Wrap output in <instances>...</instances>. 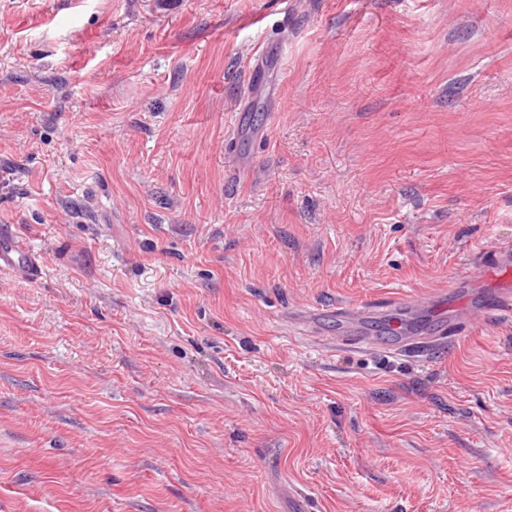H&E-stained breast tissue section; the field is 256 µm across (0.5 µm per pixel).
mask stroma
<instances>
[{
    "label": "stroma",
    "instance_id": "35a3bbf8",
    "mask_svg": "<svg viewBox=\"0 0 512 512\" xmlns=\"http://www.w3.org/2000/svg\"><path fill=\"white\" fill-rule=\"evenodd\" d=\"M0 512H512V315L302 337L512 248V0H0ZM0 270L25 279H37L41 275L30 249L6 227L0 228Z\"/></svg>",
    "mask_w": 512,
    "mask_h": 512
}]
</instances>
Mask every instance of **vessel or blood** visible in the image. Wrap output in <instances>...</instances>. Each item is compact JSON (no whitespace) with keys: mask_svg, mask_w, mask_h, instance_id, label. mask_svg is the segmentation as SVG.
<instances>
[{"mask_svg":"<svg viewBox=\"0 0 512 512\" xmlns=\"http://www.w3.org/2000/svg\"><path fill=\"white\" fill-rule=\"evenodd\" d=\"M489 279L485 290L467 288L464 279H452L447 289L422 299L393 297L382 302L328 309L336 320V333L321 342L336 348L383 351L404 355L456 343L490 313L512 312V284L499 282V275L512 271V249L501 248L483 261ZM0 270L25 279H36L41 269L30 249L6 228H0ZM379 314L387 320L385 335H373L365 326Z\"/></svg>","mask_w":512,"mask_h":512,"instance_id":"1","label":"vessel or blood"}]
</instances>
